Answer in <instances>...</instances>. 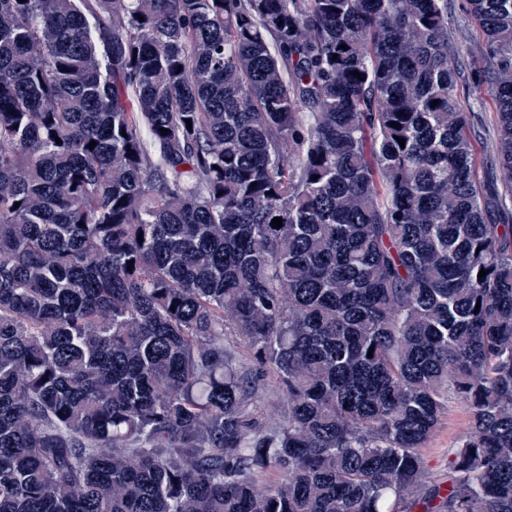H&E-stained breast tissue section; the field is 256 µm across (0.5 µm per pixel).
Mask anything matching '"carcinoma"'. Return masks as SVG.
I'll list each match as a JSON object with an SVG mask.
<instances>
[{"label": "carcinoma", "instance_id": "obj_1", "mask_svg": "<svg viewBox=\"0 0 512 512\" xmlns=\"http://www.w3.org/2000/svg\"><path fill=\"white\" fill-rule=\"evenodd\" d=\"M465 5L512 171V0ZM450 53L448 0H0V512H512V184ZM286 404L282 394L270 378L260 383L256 401L255 418L265 425L280 424L285 415ZM467 407L448 396V406L433 435L419 449L431 484H448V461L460 440L470 431Z\"/></svg>", "mask_w": 512, "mask_h": 512}]
</instances>
